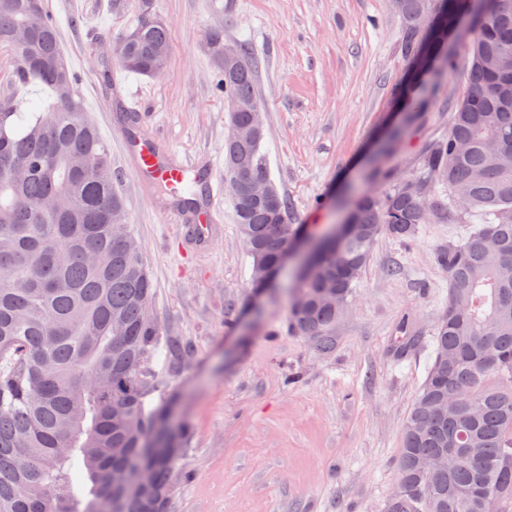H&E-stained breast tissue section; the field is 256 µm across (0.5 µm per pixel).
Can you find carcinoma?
Segmentation results:
<instances>
[{"label": "carcinoma", "instance_id": "cac0c4a2", "mask_svg": "<svg viewBox=\"0 0 512 512\" xmlns=\"http://www.w3.org/2000/svg\"><path fill=\"white\" fill-rule=\"evenodd\" d=\"M0 0V44L15 58L14 82L46 99L0 105V512H169L187 426L169 404L147 401L143 364L161 326L153 285L113 189L108 146L85 112L76 77L41 9ZM400 51L424 53L440 72L451 62L437 21L467 0H393ZM469 42L466 89L448 135L426 150L419 175L355 202L352 228L299 276L289 325L321 350L384 235L407 240L430 215L463 212L480 225L440 253L448 310L431 334L432 361L403 427L398 490L386 512H512V0H484ZM115 48L126 72L151 76L166 64L169 33L136 20ZM214 68L229 122L250 127L261 104L258 60L246 41ZM264 136L224 143L251 275L277 263L294 234L277 187L254 200L249 180L272 182ZM444 196L422 205L432 185ZM196 178L169 204L190 210ZM460 449L448 468L425 475L422 457ZM480 452L472 461L466 449Z\"/></svg>", "mask_w": 512, "mask_h": 512}]
</instances>
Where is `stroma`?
<instances>
[{
  "instance_id": "obj_1",
  "label": "stroma",
  "mask_w": 512,
  "mask_h": 512,
  "mask_svg": "<svg viewBox=\"0 0 512 512\" xmlns=\"http://www.w3.org/2000/svg\"><path fill=\"white\" fill-rule=\"evenodd\" d=\"M86 111L107 144L115 187L153 284L162 333L143 371L152 402L174 403L188 435L170 512H385L398 484L404 422L431 358L428 338L448 307L437 255L474 223L431 220L413 239H379L329 351L289 327L299 262L255 294L230 190L204 195L219 229L199 246L185 216L137 174L132 135L169 159L224 177L228 116L214 85L208 36L247 41L273 182L288 221L315 233L342 223L362 193L416 175L448 134L466 87V42L447 74L420 91V118L392 154L369 162L392 90L407 72L392 0H46ZM163 20L170 57L161 75H122L113 50L141 10ZM126 86L103 81V69ZM138 124L117 118L124 91ZM420 343L395 353L401 326ZM185 346L170 357L172 341Z\"/></svg>"
}]
</instances>
